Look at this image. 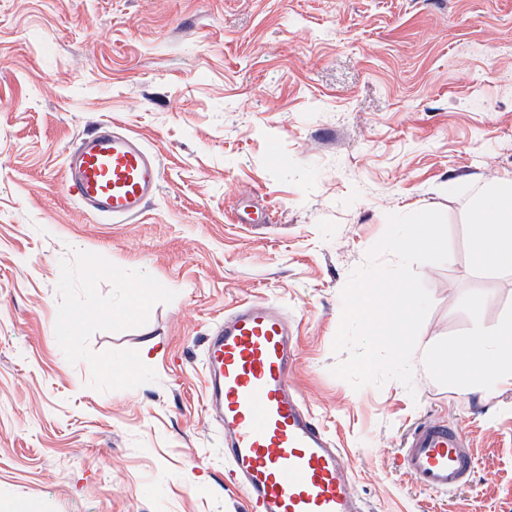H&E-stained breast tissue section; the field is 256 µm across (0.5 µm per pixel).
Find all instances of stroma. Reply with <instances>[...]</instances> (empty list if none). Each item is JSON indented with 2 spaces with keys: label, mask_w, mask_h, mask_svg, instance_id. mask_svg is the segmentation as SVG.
<instances>
[{
  "label": "stroma",
  "mask_w": 512,
  "mask_h": 512,
  "mask_svg": "<svg viewBox=\"0 0 512 512\" xmlns=\"http://www.w3.org/2000/svg\"><path fill=\"white\" fill-rule=\"evenodd\" d=\"M112 122L161 169L125 224L64 185ZM493 176L512 177V0H0V512H245L203 355L250 300L292 320L294 383L372 512H512V383L463 395L437 359L512 316V269L471 249ZM425 209L450 256L415 267L413 385L353 390L331 373L341 291L389 214ZM424 418L468 438L457 490L399 463Z\"/></svg>",
  "instance_id": "obj_1"
}]
</instances>
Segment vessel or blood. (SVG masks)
<instances>
[{"label":"vessel or blood","mask_w":512,"mask_h":512,"mask_svg":"<svg viewBox=\"0 0 512 512\" xmlns=\"http://www.w3.org/2000/svg\"><path fill=\"white\" fill-rule=\"evenodd\" d=\"M66 187L89 213L137 218L158 191L160 167L139 138L115 125L80 137L65 161ZM293 331L263 301L226 312L206 340L207 404L224 432V459L249 512H368L352 471L305 407L290 377ZM406 474L437 492L466 482L475 462L462 431L418 423L400 455Z\"/></svg>","instance_id":"b4317fda"}]
</instances>
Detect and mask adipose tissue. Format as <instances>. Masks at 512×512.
Returning <instances> with one entry per match:
<instances>
[{"mask_svg":"<svg viewBox=\"0 0 512 512\" xmlns=\"http://www.w3.org/2000/svg\"><path fill=\"white\" fill-rule=\"evenodd\" d=\"M471 223L477 261L486 267L512 268V178L498 179L481 190ZM448 357L463 393L478 374L512 378V316L504 317L490 335L478 331L451 340Z\"/></svg>","mask_w":512,"mask_h":512,"instance_id":"obj_1","label":"adipose tissue"}]
</instances>
